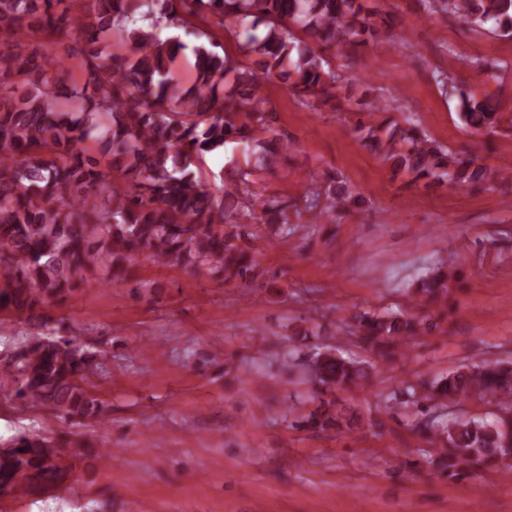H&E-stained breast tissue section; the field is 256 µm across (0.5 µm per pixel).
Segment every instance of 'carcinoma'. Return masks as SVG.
I'll return each mask as SVG.
<instances>
[{
    "label": "carcinoma",
    "mask_w": 512,
    "mask_h": 512,
    "mask_svg": "<svg viewBox=\"0 0 512 512\" xmlns=\"http://www.w3.org/2000/svg\"><path fill=\"white\" fill-rule=\"evenodd\" d=\"M428 10L464 25L492 28L512 40V0H427ZM197 21L205 28L190 46L168 30ZM393 14L369 13L361 0H0V312L16 315L64 303L73 282L134 283L158 294L163 285L138 280L135 261L174 262L193 277L251 274L255 236L247 221L290 224L288 209L335 217L362 203L341 177L311 180L290 204L261 197L254 174L291 148L267 121L262 85L288 86L300 105L331 104L350 111L329 58H354L367 47H395ZM242 31H237V28ZM236 39L247 66L219 53L211 30ZM60 46L80 75L62 89L66 68L45 48ZM196 78L174 79L185 52ZM458 116L467 128L491 130L498 121L487 103L465 90ZM392 110L378 97L354 127L363 146L416 182H448L494 189L493 174L470 156L441 145L414 121L380 117ZM235 143L247 168L233 187L216 194L196 170L202 158ZM107 159L101 165L100 159ZM262 200L261 215L254 202ZM456 269L445 263L413 283L414 295L447 303ZM436 323L399 311H360L336 332L359 338L377 361L406 352L408 340ZM97 352L78 337H35L0 359V386L14 397L66 418H98L102 401L91 377ZM311 385L318 405L309 428H352L328 393L360 386L369 363L343 356L331 342L292 362ZM472 397L494 403L495 418L450 417L445 410ZM413 426L432 434L422 458L449 477L465 466L512 470V362L458 366L433 381H404L386 397ZM72 441L22 433L0 449V495L35 493L65 484Z\"/></svg>",
    "instance_id": "cac0c4a2"
}]
</instances>
